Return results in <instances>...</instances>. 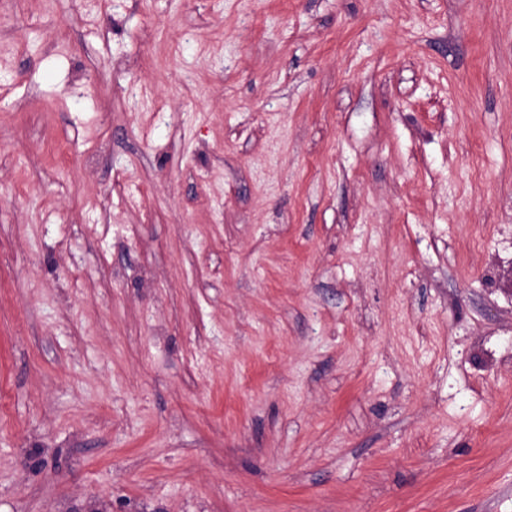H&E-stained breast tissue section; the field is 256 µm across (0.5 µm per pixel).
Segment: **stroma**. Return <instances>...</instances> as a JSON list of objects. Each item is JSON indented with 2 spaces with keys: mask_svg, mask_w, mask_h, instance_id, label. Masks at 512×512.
Masks as SVG:
<instances>
[{
  "mask_svg": "<svg viewBox=\"0 0 512 512\" xmlns=\"http://www.w3.org/2000/svg\"><path fill=\"white\" fill-rule=\"evenodd\" d=\"M0 512H512V0H0Z\"/></svg>",
  "mask_w": 512,
  "mask_h": 512,
  "instance_id": "35a3bbf8",
  "label": "stroma"
}]
</instances>
